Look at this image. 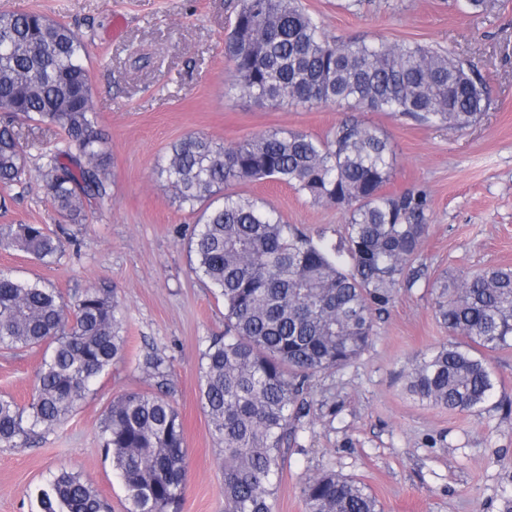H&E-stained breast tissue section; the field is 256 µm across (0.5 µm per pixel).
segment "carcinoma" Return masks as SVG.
<instances>
[{"label":"carcinoma","mask_w":512,"mask_h":512,"mask_svg":"<svg viewBox=\"0 0 512 512\" xmlns=\"http://www.w3.org/2000/svg\"><path fill=\"white\" fill-rule=\"evenodd\" d=\"M238 83L258 101L336 104L393 112L463 130L487 109L472 66L417 43L339 41L296 0H239L225 42ZM84 46L65 24L40 13L0 12V185L28 173L18 119L60 130L67 148L48 158L43 190L72 221L106 194L111 154ZM394 159L375 125L343 118L323 136L269 131L226 147L202 135L173 143L158 175L181 208L200 207L188 241L191 269L224 301V335L201 358L198 400L224 444L225 512H274L293 414L307 381L345 367L367 347L375 321L398 288L435 295L452 341L423 354L405 376L421 402L460 412L481 408L495 380L490 352L512 349V268L489 267L431 282L420 262L429 233V195L386 192ZM272 180L321 205L347 211L334 243L314 238L257 202L224 194L232 182ZM66 228L0 227V246L43 265L62 253ZM124 316L112 292L88 289L67 300L40 280L0 270V347L41 349L32 400L0 396V447L17 448L66 420L94 382L122 358ZM158 392L113 399L99 436L125 491L127 512H175L186 472L184 425L168 399L169 361L142 362ZM305 512H379L365 485L334 471L301 485ZM37 512H111L77 472L58 471L36 494Z\"/></svg>","instance_id":"1"}]
</instances>
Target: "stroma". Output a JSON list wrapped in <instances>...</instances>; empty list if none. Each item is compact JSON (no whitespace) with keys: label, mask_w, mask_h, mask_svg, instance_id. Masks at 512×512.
Wrapping results in <instances>:
<instances>
[{"label":"stroma","mask_w":512,"mask_h":512,"mask_svg":"<svg viewBox=\"0 0 512 512\" xmlns=\"http://www.w3.org/2000/svg\"><path fill=\"white\" fill-rule=\"evenodd\" d=\"M299 0L340 40L416 42L468 59L489 90L482 118L457 131L387 112L357 117L387 132L394 154L387 189H421L431 199L423 246L429 280L491 266L512 267V0H488L469 13L463 0ZM237 0H0V11H36L74 30L85 46L111 153L109 186L66 222L45 198L38 171L64 149L57 129L19 120L29 175L0 188V225L65 224L70 235L49 266L0 247V269L44 281L70 298L89 288L115 292L125 316L127 351L77 411L21 448L0 447V512H36L34 492L53 474L79 472L126 512L125 492L99 439L108 404L151 391L141 369L151 352L170 362L168 386L185 428L186 477L180 512H224L222 445L199 401L201 353L224 332V304L190 270L187 236L196 216L162 187L158 161L195 133L227 145L265 131L322 136L345 107L260 102L233 90L224 54ZM228 193L275 209L308 234L336 241L346 221L338 207L312 203L273 181L229 185ZM424 288L400 289L377 319L368 347L348 367L308 382V409L284 450L274 512H304L300 488L333 470L364 483L381 512H501L512 494V350L489 357L494 394L460 413L408 395L415 359L448 343ZM41 365L36 350L0 348V395L30 402Z\"/></svg>","instance_id":"obj_1"}]
</instances>
